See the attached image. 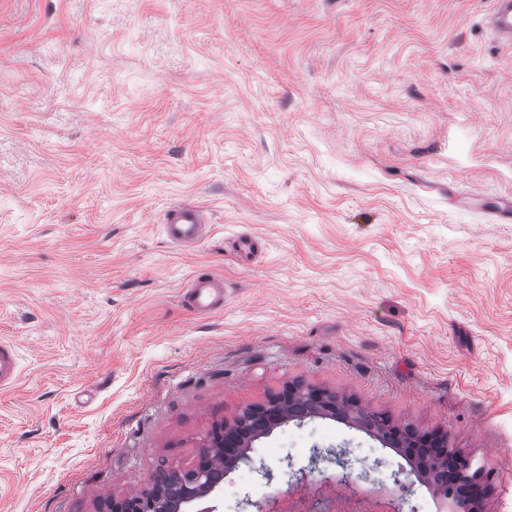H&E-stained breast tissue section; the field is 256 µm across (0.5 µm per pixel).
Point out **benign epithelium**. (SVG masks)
I'll use <instances>...</instances> for the list:
<instances>
[{
    "label": "benign epithelium",
    "instance_id": "obj_1",
    "mask_svg": "<svg viewBox=\"0 0 512 512\" xmlns=\"http://www.w3.org/2000/svg\"><path fill=\"white\" fill-rule=\"evenodd\" d=\"M302 399L311 406V413L334 416L340 399L336 394L319 387L296 389L289 384L268 400L251 406L252 411L270 418L269 428L276 427L294 418L287 412L296 399ZM377 436L386 444L400 449L404 456L416 463L412 472L422 477L428 469L427 457L431 453L440 454L439 462L446 468L450 489L441 491L450 501L453 512H480L479 504L484 498L488 472L473 465L472 460L461 454L448 456V432L441 429H424L414 434L406 431L404 425L390 417L377 424ZM251 436L242 429L226 422L217 424L210 431L206 442L198 449L197 461L191 468H174L160 476L150 478L139 489L121 498L112 499V512H181L210 495L219 483L220 471L210 483L202 484L209 473L211 459L224 456V467L231 468L239 461L247 459L251 448ZM346 474L322 475L309 486L302 484L296 489H288V494H297L291 512H370L365 507L366 499L355 490L345 499L336 501L331 488L346 481ZM281 494L273 493L260 500L246 499V504L255 512H283L280 507Z\"/></svg>",
    "mask_w": 512,
    "mask_h": 512
}]
</instances>
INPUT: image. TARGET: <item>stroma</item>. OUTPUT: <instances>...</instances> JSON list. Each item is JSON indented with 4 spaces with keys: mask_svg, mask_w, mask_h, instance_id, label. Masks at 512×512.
<instances>
[{
    "mask_svg": "<svg viewBox=\"0 0 512 512\" xmlns=\"http://www.w3.org/2000/svg\"><path fill=\"white\" fill-rule=\"evenodd\" d=\"M492 0H0V512H103L288 384L491 471L512 512V48ZM210 226L171 245L166 208ZM260 249L244 256L236 238ZM201 268L224 309L182 302ZM446 512L366 430L291 421L210 502L334 472ZM267 466L273 480L258 469ZM494 8L486 17L487 29L501 42L512 46V1L493 0ZM205 212L204 207L192 202L169 206L164 213L162 224L167 241L177 247L200 243L207 233ZM18 379V355L13 346L0 341V388L12 386Z\"/></svg>",
    "mask_w": 512,
    "mask_h": 512,
    "instance_id": "obj_1",
    "label": "stroma"
}]
</instances>
